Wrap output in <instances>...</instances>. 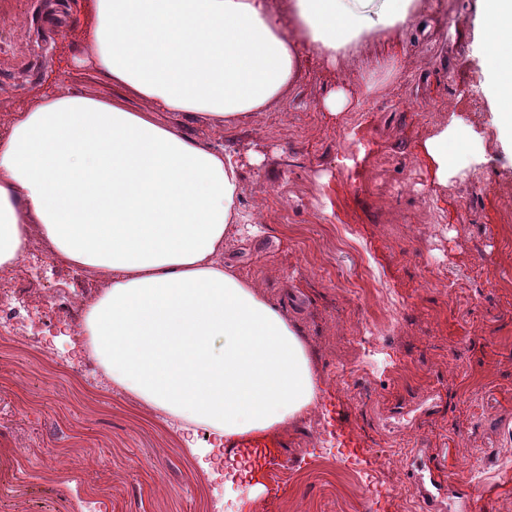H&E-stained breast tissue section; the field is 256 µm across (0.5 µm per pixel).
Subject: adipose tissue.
Returning a JSON list of instances; mask_svg holds the SVG:
<instances>
[{
  "label": "adipose tissue",
  "instance_id": "obj_1",
  "mask_svg": "<svg viewBox=\"0 0 512 512\" xmlns=\"http://www.w3.org/2000/svg\"><path fill=\"white\" fill-rule=\"evenodd\" d=\"M86 69L119 88L68 89L12 112L0 134V269L30 241L106 281L84 319L113 385L204 430L210 448L300 421L318 383L279 307L224 265L238 229L239 158L185 135L268 109L305 51L328 63L408 28L416 0H90ZM496 122L512 136V0H481ZM146 102L130 109L129 99Z\"/></svg>",
  "mask_w": 512,
  "mask_h": 512
}]
</instances>
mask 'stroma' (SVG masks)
<instances>
[{
  "label": "stroma",
  "instance_id": "obj_1",
  "mask_svg": "<svg viewBox=\"0 0 512 512\" xmlns=\"http://www.w3.org/2000/svg\"><path fill=\"white\" fill-rule=\"evenodd\" d=\"M418 6L428 32L364 39L333 66L305 54L284 97L233 131L180 122L245 161L262 155L246 162L238 198L262 232L231 238L224 262L297 326L321 378L317 408L371 462L352 477L323 467L298 423L275 430L281 445L254 477L204 470L158 412L103 372L86 384L72 322L53 313L33 333L57 363L0 339V512H65L77 497L101 499L99 512H363L361 475L386 478L396 454L418 448L485 512H512V141L495 124L479 0ZM8 9L19 23L0 28V130L10 109L64 87L114 95L77 64L88 17L56 0ZM341 89L349 109L328 112L324 99ZM443 127L484 157L449 165L444 183L425 150ZM364 259L399 301L390 345L355 336L370 307L350 287ZM33 267L50 288L90 285L85 268L49 257ZM349 379L370 386L369 402L352 397Z\"/></svg>",
  "mask_w": 512,
  "mask_h": 512
}]
</instances>
